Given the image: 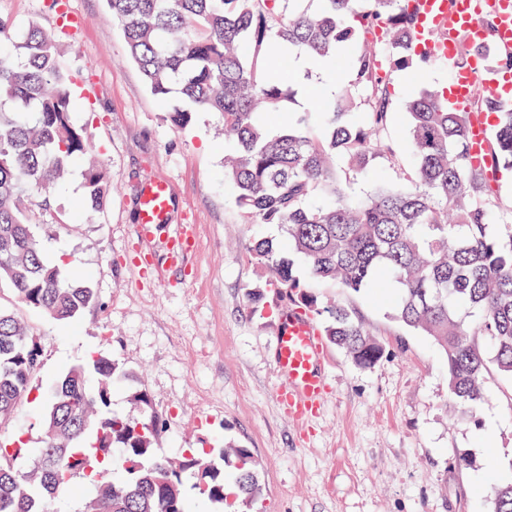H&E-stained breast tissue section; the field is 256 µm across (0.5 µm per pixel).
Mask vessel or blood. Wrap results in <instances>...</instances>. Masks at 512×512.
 <instances>
[{
    "label": "vessel or blood",
    "mask_w": 512,
    "mask_h": 512,
    "mask_svg": "<svg viewBox=\"0 0 512 512\" xmlns=\"http://www.w3.org/2000/svg\"><path fill=\"white\" fill-rule=\"evenodd\" d=\"M411 9L418 16L421 40H430L435 32L450 37L464 30L479 31L478 18L489 13L495 24V39L501 49L512 48V0H486L484 11H468L460 0L445 4L444 0H412ZM484 86L503 98L512 97V72L487 66L478 76H466L449 84L448 93L460 105L469 102L477 86ZM471 156L474 164L489 162L488 126L479 121L469 130ZM171 204V188L167 181L156 180L141 193L138 205L140 236H151ZM323 341L310 321L288 315L277 340L275 364L281 376L274 395L283 411L296 422L309 421L320 409L327 392L326 378L321 370Z\"/></svg>",
    "instance_id": "vessel-or-blood-1"
}]
</instances>
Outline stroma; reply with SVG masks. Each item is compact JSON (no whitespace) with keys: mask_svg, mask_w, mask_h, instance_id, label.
<instances>
[{"mask_svg":"<svg viewBox=\"0 0 512 512\" xmlns=\"http://www.w3.org/2000/svg\"><path fill=\"white\" fill-rule=\"evenodd\" d=\"M69 10L83 24L58 37V51L81 100L71 120L95 155L72 161L49 202L29 197L27 210L45 261L73 260L98 304L63 323L17 303L0 284V305L25 322L44 351L14 426L0 437H23L37 450L55 379L102 353L124 372L112 389L113 411L137 415L129 394L149 390L153 410L167 422L156 438L161 456L178 460L189 449L228 442L250 449L261 495L246 512H490L487 488L512 471V377L489 370L481 403L468 414L454 411L443 353L397 319L392 299L374 288L326 286L325 299L358 316L384 353L364 369L327 346L323 410L308 429L295 428L273 397L284 304L269 288L264 311H252L248 301L258 277L249 249L280 232L242 218L224 175L235 142L207 112L185 129L171 126L168 103L150 93L129 59L106 0H69ZM0 23L50 31L55 15L47 0H0ZM391 80L388 135L397 161L351 181L355 199L381 183L405 184L414 168L401 111L414 87L396 73ZM91 161L112 188L97 211L85 206L83 173ZM153 179L169 182L173 203L146 241L135 230L137 199ZM184 224L196 227L194 248L181 264H167L165 245ZM484 442L500 449L496 464L481 451Z\"/></svg>","mask_w":512,"mask_h":512,"instance_id":"1","label":"stroma"}]
</instances>
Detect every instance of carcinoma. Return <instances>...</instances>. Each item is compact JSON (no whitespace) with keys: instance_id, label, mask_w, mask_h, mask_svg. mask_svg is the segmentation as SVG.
<instances>
[{"instance_id":"cac0c4a2","label":"carcinoma","mask_w":512,"mask_h":512,"mask_svg":"<svg viewBox=\"0 0 512 512\" xmlns=\"http://www.w3.org/2000/svg\"><path fill=\"white\" fill-rule=\"evenodd\" d=\"M409 0H107L120 22L127 53L151 93L180 103L169 112L183 128L197 112L215 114L240 149L225 161L236 203L249 223L275 224L288 251L306 264L298 274L282 245L255 240L250 256L264 287L273 288L320 333L346 350L361 368L383 353L361 321L318 288L337 285L396 290V316L431 337L448 361V391L465 411L483 398L484 377L494 365L512 377V200L493 185L499 169L512 171V105L497 95L480 97L472 111H452L431 86L404 103L415 168L410 185L380 187L362 200L348 193L349 178L376 163H393L388 137L390 75L418 74V63L435 61L417 48V16ZM0 282L18 303L69 322L97 304L78 274L65 276L46 263L28 224L24 196L54 187L72 159L93 146L71 122L70 75L58 64L54 37L34 24L0 26ZM351 59V79L338 88L318 133L311 114L295 112L287 60L296 56ZM356 111L362 123L348 119ZM288 114L272 128L271 118ZM495 115L490 164L471 162L468 130ZM345 172L334 168L335 158ZM86 201L102 208L110 188L90 164ZM40 341L11 311L0 307V429L10 425L41 370ZM119 364L95 356L65 371L50 393L42 447L26 469L16 460L24 443L0 446V512H54L60 493L80 477L93 486L79 512H191L185 474L201 469L203 493L235 512L238 498H253L258 484L251 451L203 448L179 464L158 456L155 439L163 420L151 396L137 388L131 400L138 419L112 411ZM237 460L234 486L220 462ZM116 464L121 482L98 479L99 465ZM492 512H512V477L491 487Z\"/></svg>"}]
</instances>
